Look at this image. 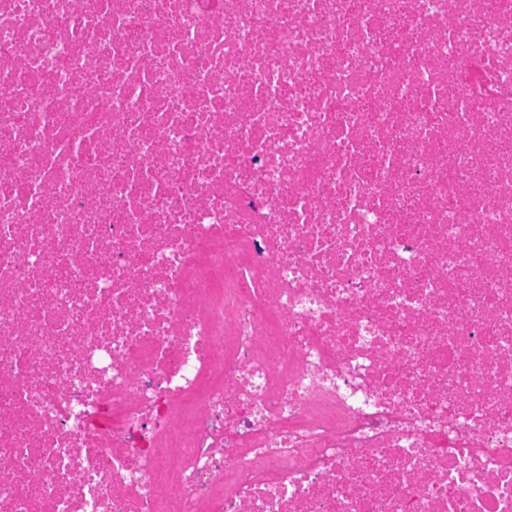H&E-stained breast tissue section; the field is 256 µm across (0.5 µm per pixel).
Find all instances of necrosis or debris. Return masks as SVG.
<instances>
[{"label":"necrosis or debris","instance_id":"1","mask_svg":"<svg viewBox=\"0 0 512 512\" xmlns=\"http://www.w3.org/2000/svg\"><path fill=\"white\" fill-rule=\"evenodd\" d=\"M0 512H512V0H0Z\"/></svg>","mask_w":512,"mask_h":512}]
</instances>
